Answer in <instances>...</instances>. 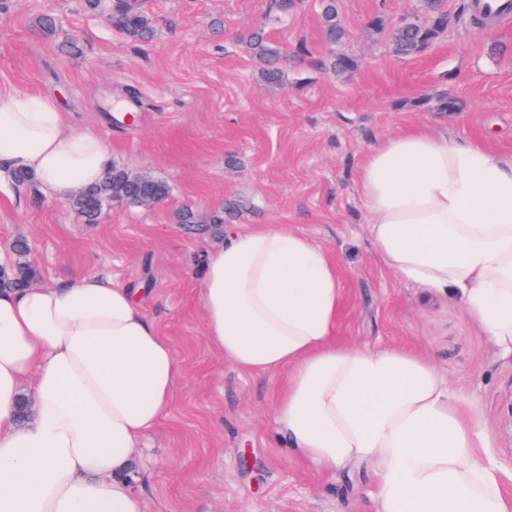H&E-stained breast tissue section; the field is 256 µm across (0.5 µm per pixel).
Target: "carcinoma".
<instances>
[{"instance_id":"1","label":"carcinoma","mask_w":512,"mask_h":512,"mask_svg":"<svg viewBox=\"0 0 512 512\" xmlns=\"http://www.w3.org/2000/svg\"><path fill=\"white\" fill-rule=\"evenodd\" d=\"M111 24L134 39H145L151 34L150 21L145 13L140 9H130L123 0L113 4ZM449 24L450 15L443 6V0H418L416 13L403 18L389 31L390 50L400 58L416 57L439 42L448 32ZM321 26L329 44L338 45L345 38L346 31L335 0H325ZM246 43L251 53L260 60L271 63L278 57L277 50L269 46L259 31L250 33ZM355 68V59L343 52L336 53L329 60V69L334 73L350 72ZM434 109L455 112L459 109V100L452 94L442 92L435 98ZM168 195L169 186L165 181L145 177L127 167L114 166L99 183L72 192L68 205L85 223L94 224L103 210L114 203L138 206L142 201L150 200L159 204ZM14 252L19 260L8 270L0 269V289L25 288L36 280V268L25 260L27 244L17 240Z\"/></svg>"}]
</instances>
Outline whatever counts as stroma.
<instances>
[{
  "instance_id": "1",
  "label": "stroma",
  "mask_w": 512,
  "mask_h": 512,
  "mask_svg": "<svg viewBox=\"0 0 512 512\" xmlns=\"http://www.w3.org/2000/svg\"><path fill=\"white\" fill-rule=\"evenodd\" d=\"M154 29L137 41L91 0H0V88L53 99L71 131H91L111 164L166 180L152 207L114 204L84 223L37 181H0V266L17 239L42 284L102 273L141 289L145 314L182 369L168 415L145 437L130 477L146 512H373L368 468L321 474L290 452L270 416L284 374L256 375L209 349L200 283L217 231L182 223L228 202L225 226L286 224L333 252L344 300L336 340L418 349L480 412L491 456L512 469V356L497 352L455 296L408 283L380 263L356 182L366 154L422 124L459 143L512 155V15L453 25L414 59L393 57L371 17L393 26L415 0H337L348 74L322 70L331 48L322 0L281 12L273 0H142ZM54 18L47 33L39 21ZM263 29L281 53L270 84L244 38ZM140 89L141 120L114 128L104 112ZM448 90L455 112L414 108Z\"/></svg>"
}]
</instances>
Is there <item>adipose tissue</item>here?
<instances>
[{
    "instance_id": "adipose-tissue-1",
    "label": "adipose tissue",
    "mask_w": 512,
    "mask_h": 512,
    "mask_svg": "<svg viewBox=\"0 0 512 512\" xmlns=\"http://www.w3.org/2000/svg\"><path fill=\"white\" fill-rule=\"evenodd\" d=\"M103 141L55 101L0 89V169L59 196L101 181ZM358 182L385 268L457 296L512 353V160L419 126L388 138ZM200 297L208 345L256 374L287 370L271 415L322 472L376 478L375 512H512L490 438L423 354L335 340V257L284 225L227 234ZM180 366L136 294L87 274L0 289V512H145L129 479L167 415Z\"/></svg>"
}]
</instances>
